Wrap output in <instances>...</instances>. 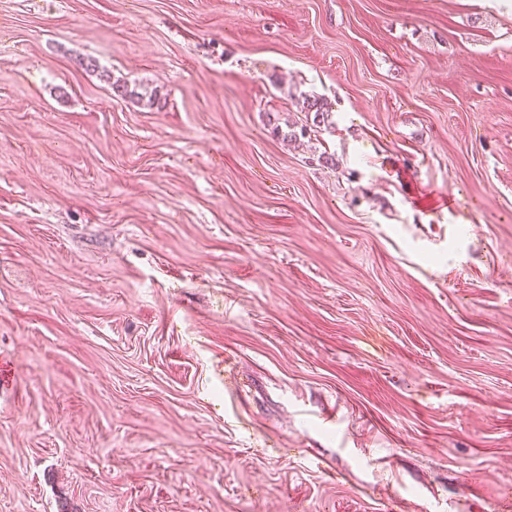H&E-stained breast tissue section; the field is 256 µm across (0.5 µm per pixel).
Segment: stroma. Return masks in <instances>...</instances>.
Masks as SVG:
<instances>
[{
  "instance_id": "stroma-1",
  "label": "stroma",
  "mask_w": 512,
  "mask_h": 512,
  "mask_svg": "<svg viewBox=\"0 0 512 512\" xmlns=\"http://www.w3.org/2000/svg\"><path fill=\"white\" fill-rule=\"evenodd\" d=\"M0 360V512H512V0H0Z\"/></svg>"
}]
</instances>
